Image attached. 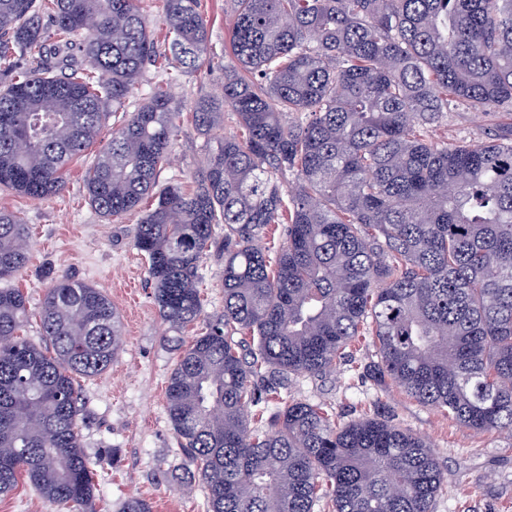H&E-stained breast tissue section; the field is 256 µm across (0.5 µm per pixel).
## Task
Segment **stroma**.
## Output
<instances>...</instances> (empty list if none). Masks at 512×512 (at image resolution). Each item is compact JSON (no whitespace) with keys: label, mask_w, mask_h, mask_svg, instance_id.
<instances>
[{"label":"stroma","mask_w":512,"mask_h":512,"mask_svg":"<svg viewBox=\"0 0 512 512\" xmlns=\"http://www.w3.org/2000/svg\"><path fill=\"white\" fill-rule=\"evenodd\" d=\"M210 43L224 57L234 18L232 0H203ZM169 84V83H168ZM184 107L171 150V164L160 182L192 184L204 140L192 123L190 108L203 95L220 92L219 75L194 74L169 84ZM512 115L451 108L435 129L451 142L479 143ZM98 152L90 146L66 175L64 190L37 201L0 190V209L18 212L33 235L27 266L11 281L38 308L56 275L94 284L121 315L124 347L103 374L78 379L83 399L81 441L90 460L112 453L99 476L94 512H122L133 497L149 501L153 512H207L201 481L186 480L192 465L182 453L166 408V386L177 358L171 331L159 317L148 265L134 245L139 220L129 213L108 220L89 203L84 175ZM203 313L214 316L224 305V259L211 249L203 261ZM372 340L360 342L352 360L338 363L326 376H296L280 390L284 399L322 402L344 422L371 413L374 402L391 411L395 423L427 439L442 464L443 482L434 512H512V438L465 429L438 409L421 405L395 385L378 389L364 377L374 360Z\"/></svg>","instance_id":"obj_1"}]
</instances>
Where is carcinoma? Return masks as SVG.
Wrapping results in <instances>:
<instances>
[{
  "instance_id": "cac0c4a2",
  "label": "carcinoma",
  "mask_w": 512,
  "mask_h": 512,
  "mask_svg": "<svg viewBox=\"0 0 512 512\" xmlns=\"http://www.w3.org/2000/svg\"><path fill=\"white\" fill-rule=\"evenodd\" d=\"M140 0H0V190L48 200L146 66L224 73L191 109L205 139L194 185L159 183L182 107L157 84L85 173L105 218L140 213L135 246L174 330L200 325L166 388L208 512H434L440 460L374 405L266 391L323 376L360 336L373 385L394 384L475 432L512 437V124L478 144L431 136L450 106L512 112V0H236L232 63H215L200 0H164L167 49ZM51 27H46L44 18ZM239 134L224 131V112ZM224 225V310L202 318L204 257ZM286 225L276 251L261 241ZM29 227L0 209V281L28 263ZM28 300L0 288V496L25 477L88 512L97 471L78 432L76 377L104 373L120 313L67 274ZM240 335L242 339L234 340ZM250 340H245V337Z\"/></svg>"
}]
</instances>
